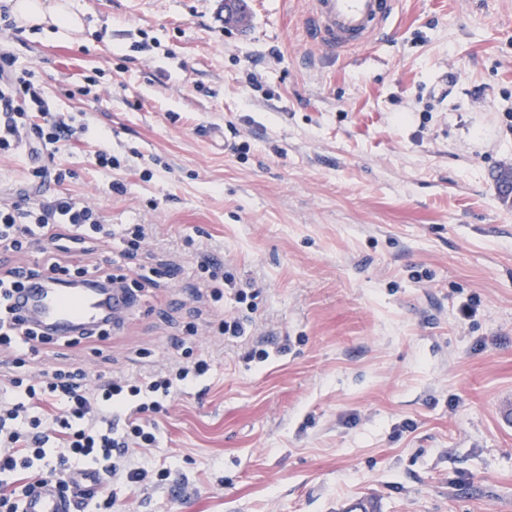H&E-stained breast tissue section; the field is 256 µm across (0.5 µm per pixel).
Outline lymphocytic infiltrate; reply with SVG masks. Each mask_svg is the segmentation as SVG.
Returning <instances> with one entry per match:
<instances>
[{
  "label": "lymphocytic infiltrate",
  "mask_w": 512,
  "mask_h": 512,
  "mask_svg": "<svg viewBox=\"0 0 512 512\" xmlns=\"http://www.w3.org/2000/svg\"><path fill=\"white\" fill-rule=\"evenodd\" d=\"M12 64L10 55L0 54V152L29 141L49 158L33 170V178L63 183L69 172L55 156L77 130L63 120L36 123V114L45 110L43 94L31 73L15 71ZM146 237L145 225L101 223L95 209L64 195L25 208L0 206V249H34L40 255L33 265L0 270V337L19 353L11 370L0 372V390L12 393L0 399V512H22V497L42 476L57 478L62 491H69L71 473L83 467L92 468L102 486L90 498L97 512H111L112 483L134 488L152 477L167 479V470L136 465L131 452L159 447L154 413L206 376L209 360L200 357L137 379L93 381L81 369L28 372L21 353L44 334L14 301L23 279L46 274L76 276L95 285L119 283L111 266L84 262L88 243L110 244L113 256L122 258Z\"/></svg>",
  "instance_id": "obj_1"
}]
</instances>
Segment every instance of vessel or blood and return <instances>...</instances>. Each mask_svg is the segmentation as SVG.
Instances as JSON below:
<instances>
[{"instance_id": "obj_1", "label": "vessel or blood", "mask_w": 512, "mask_h": 512, "mask_svg": "<svg viewBox=\"0 0 512 512\" xmlns=\"http://www.w3.org/2000/svg\"><path fill=\"white\" fill-rule=\"evenodd\" d=\"M399 0H314L310 23L316 40L330 52L364 46L386 34ZM127 306L123 296L94 287L29 288L21 307L41 324L64 336L111 321ZM73 502L55 479L39 481L25 498L23 512H72Z\"/></svg>"}]
</instances>
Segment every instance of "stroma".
<instances>
[{
    "label": "stroma",
    "instance_id": "35a3bbf8",
    "mask_svg": "<svg viewBox=\"0 0 512 512\" xmlns=\"http://www.w3.org/2000/svg\"><path fill=\"white\" fill-rule=\"evenodd\" d=\"M249 2L242 27L222 0H68V38L0 35L81 129L59 185L28 143L0 154V202L72 197L147 226L130 276L177 266L110 339L39 345L35 368L210 358L134 456L170 478L114 486L112 512H512V0H400L341 55L312 0ZM202 255L253 309L197 298ZM245 311L246 338L219 335Z\"/></svg>",
    "mask_w": 512,
    "mask_h": 512
}]
</instances>
